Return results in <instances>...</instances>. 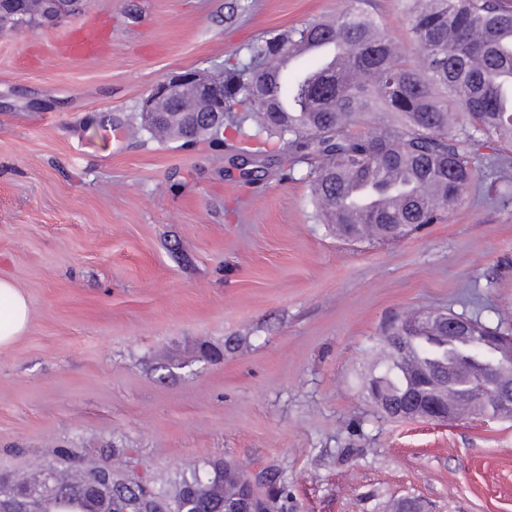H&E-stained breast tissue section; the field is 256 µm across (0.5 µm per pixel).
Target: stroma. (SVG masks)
<instances>
[{"label": "stroma", "instance_id": "obj_1", "mask_svg": "<svg viewBox=\"0 0 512 512\" xmlns=\"http://www.w3.org/2000/svg\"><path fill=\"white\" fill-rule=\"evenodd\" d=\"M344 2L87 0L112 33L88 64L55 49L78 18L0 33V277L30 311L0 349V473L112 448L160 491L191 462L275 473L272 512H512V418L396 420L361 384L394 315L512 334V160L439 223L355 242L318 223L308 160L235 183L222 150L113 125ZM370 4L414 56L401 0Z\"/></svg>", "mask_w": 512, "mask_h": 512}]
</instances>
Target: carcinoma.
<instances>
[{"label": "carcinoma", "mask_w": 512, "mask_h": 512, "mask_svg": "<svg viewBox=\"0 0 512 512\" xmlns=\"http://www.w3.org/2000/svg\"><path fill=\"white\" fill-rule=\"evenodd\" d=\"M369 0H348L336 16L313 22L246 47L243 59L224 61V132L196 130L168 116L150 121L138 114L134 132L150 140H183L224 147L254 167L279 156L314 160L310 183L319 221L336 232L363 226L360 239L397 240L440 220L470 192L482 168L507 161L512 149V3L508 0H404L412 40L420 55L412 60L392 49ZM23 22L20 0L3 5L0 22ZM321 38L336 43L342 70L308 83L297 77L290 89L304 100L299 112H283L275 72L280 60ZM397 180L409 183L406 200H386L372 212L348 209L351 188L366 186L386 194ZM421 324L409 340L395 331L379 339L385 356L364 377L376 379L391 401L422 366L432 379L459 368L463 388L455 399L473 413L469 394L482 368L448 351L447 332L429 324V315H408ZM112 449L96 457L64 451L69 463L55 468V480L71 491L60 512H144L156 495L145 480L112 485V492L88 498L86 479L104 471ZM189 484L199 488L202 512H224L237 495L236 481L218 462L186 469L174 494H157L180 504Z\"/></svg>", "instance_id": "obj_1"}]
</instances>
